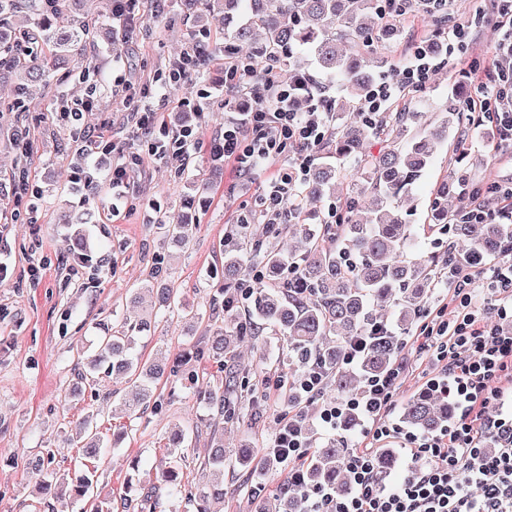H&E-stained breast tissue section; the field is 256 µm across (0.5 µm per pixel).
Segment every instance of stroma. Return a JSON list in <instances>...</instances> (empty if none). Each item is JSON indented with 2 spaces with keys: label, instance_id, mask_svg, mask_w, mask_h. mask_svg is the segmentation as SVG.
I'll return each mask as SVG.
<instances>
[{
  "label": "stroma",
  "instance_id": "1",
  "mask_svg": "<svg viewBox=\"0 0 512 512\" xmlns=\"http://www.w3.org/2000/svg\"><path fill=\"white\" fill-rule=\"evenodd\" d=\"M135 18L132 34L116 27L107 34L94 33L85 56L70 58L66 68L26 99L24 111L13 106L18 94L11 81H0V259L18 275L33 263L46 267L35 286L0 284V512H81L66 491L51 497L39 493L35 465L52 459L58 474L73 478L80 446L76 423L90 415L102 435L114 428L106 400L122 390L124 382L104 374L80 381L76 349L89 345L100 325L117 318L150 317L152 329L140 340L139 352L185 356L195 375L171 373L159 381V407L128 419L127 439L96 461L99 492H121L135 458L142 485L155 482L159 469L169 464L165 444L173 426L183 427L190 436L178 462L186 487L198 482V467L207 455L212 412L200 392L223 387L227 374L200 348L224 316L219 313L200 323L192 315L207 311L223 286L224 228L234 222L245 199L231 190L236 181L232 169H215L204 154L192 155L178 177L163 161L145 157L131 178L139 206L116 217L109 210L107 183L121 154L140 149L139 137L123 118L124 95L145 97L169 126L188 121L203 141L223 131L224 23L216 19L211 24L214 51L209 64L175 86L163 76L173 58L191 44L193 30L182 0H166L160 9L154 0H137ZM448 20L468 27L466 50L417 95L419 101L440 108L472 64L491 65L498 42L490 0H448ZM435 34L431 20L411 19L397 41L386 43L384 53L395 69H403L414 45L434 40ZM90 91L96 108L85 123L108 126L116 149L87 162L79 155L74 129L58 121L56 110L62 99ZM20 129L28 130L32 142L25 156L11 142ZM86 162L97 181L93 193L72 179L75 167ZM21 167L30 171L43 199L38 212L17 220L11 216L10 183ZM450 173L507 180L512 178V157L493 151L483 138L465 142L460 154L440 152L420 185V199H427ZM64 212H88L92 220L81 226L63 224L59 216ZM166 224L184 225L187 249L173 251L162 231ZM79 232L93 254L85 267L74 265L69 250L71 237ZM158 271L180 289L182 308L158 310L150 295L132 302L135 289ZM412 338L409 332L403 336L402 351L409 354L411 367L394 397L389 416L393 424L399 423L403 404L419 393L422 373L430 367L426 358L416 356ZM234 367L246 383L244 404L257 409L259 416L222 420L224 447L264 451L280 418L292 407L284 396H266L262 379L287 376L288 350L277 336L248 338L238 347ZM287 477L283 465L246 483L238 477L225 482L223 512H254L256 500L272 501Z\"/></svg>",
  "mask_w": 512,
  "mask_h": 512
}]
</instances>
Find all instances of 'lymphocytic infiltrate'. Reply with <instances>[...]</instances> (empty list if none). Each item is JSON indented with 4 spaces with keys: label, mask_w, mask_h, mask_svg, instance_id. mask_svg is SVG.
<instances>
[{
    "label": "lymphocytic infiltrate",
    "mask_w": 512,
    "mask_h": 512,
    "mask_svg": "<svg viewBox=\"0 0 512 512\" xmlns=\"http://www.w3.org/2000/svg\"><path fill=\"white\" fill-rule=\"evenodd\" d=\"M492 21L500 38L494 69L477 76L474 94L460 100L457 112L467 124L475 113L491 112L496 149L512 151V0H492ZM435 57L417 49L395 79L375 82L365 114L387 111L394 100L425 89ZM310 77L285 78L272 68L257 69L244 56L224 57V131L201 142L194 127H169L143 106L128 117L145 137L148 155L182 172L191 155L208 154L212 165L232 167L237 190L270 160L284 156L287 166L269 179L257 213L267 228L282 224L286 207L306 178L327 131L323 103L309 88ZM463 203L474 224L512 222V180L466 185ZM451 296L416 336V351L435 367L428 389L448 392L457 412L434 432L413 433L387 423L392 398L406 371L395 360L382 374L368 376L359 392L330 403L315 421L335 432L345 413L368 424L364 439L347 458L352 490L339 495L306 482L309 441L297 418L283 419L267 450L271 465H287L288 490L300 493L305 512H512V240L502 248L498 266L481 257H452L448 265ZM400 442L407 468L396 488H387L377 467V452Z\"/></svg>",
    "instance_id": "obj_1"
}]
</instances>
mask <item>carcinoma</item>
Listing matches in <instances>:
<instances>
[{
    "label": "carcinoma",
    "mask_w": 512,
    "mask_h": 512,
    "mask_svg": "<svg viewBox=\"0 0 512 512\" xmlns=\"http://www.w3.org/2000/svg\"><path fill=\"white\" fill-rule=\"evenodd\" d=\"M195 19L196 43L210 49L207 16L224 14V45L239 47L260 31L264 38L249 54L259 69L288 67L293 74H314L326 88L338 85L343 95L330 101V133L322 145V160L311 166L298 195L288 203L281 230L300 232L305 246L284 252L274 245H255L254 257L263 268L262 281L248 318L224 310V327L207 337L206 349L223 362L234 359V346L245 335L271 331L281 336L290 351V371L300 372L319 364L326 382L338 395L351 390L357 378L387 371L398 349L400 336L370 335L377 324L373 310L391 302L396 306L395 326L409 329L423 312L424 297L438 287L448 258L414 247L410 216L419 182L438 150L448 143L455 115L448 112L439 126L424 127L425 113L411 109L403 98L383 113L376 124L359 116L374 75L387 66L379 53L384 43L403 32L404 23L415 16L435 22L439 34L448 29L445 0H185ZM26 11L32 26L13 24L18 11ZM86 0H0V69L23 90L61 68L66 57L83 48L90 37L85 18ZM352 159L366 173V183L348 180L341 161ZM375 197L374 207L360 222L353 220L362 194ZM334 198L342 222L308 224V202ZM425 233L447 231L464 239L470 250L487 262L501 255L504 238L512 236L511 224H470L463 210L448 215V182L443 181L429 202ZM246 276L242 254L224 258L223 293L238 287ZM305 288L302 295L296 287ZM158 304L168 310L179 304L178 289H158ZM151 330V321H117L88 348L77 350L82 380L100 372L118 373L131 391L112 393V415L133 417L154 399V390L164 368L177 365L151 364L136 352L138 338ZM353 337L366 340L357 374L342 367L340 357ZM242 383L232 373L224 389L208 392L206 399L217 415L236 410L235 396ZM448 399L441 393H420L401 408V419L409 427L432 432L448 421ZM82 440L83 469L73 487L74 495L88 512H158L162 500L182 493L176 467L162 471L160 480L142 489L134 473L119 497L95 491V462L103 439L92 418L78 422ZM214 446L204 459L201 480L186 494L192 512H223L224 481L237 467L256 476L266 469L264 457L251 448H240L236 458L224 453V442L212 437ZM186 434L178 429L166 448L172 459L181 457ZM345 441L321 444L308 466V483L340 493L350 490L346 476ZM52 459L40 464L45 475L40 488L50 493L61 477ZM278 512H302L294 495L280 493Z\"/></svg>",
    "instance_id": "cac0c4a2"
}]
</instances>
